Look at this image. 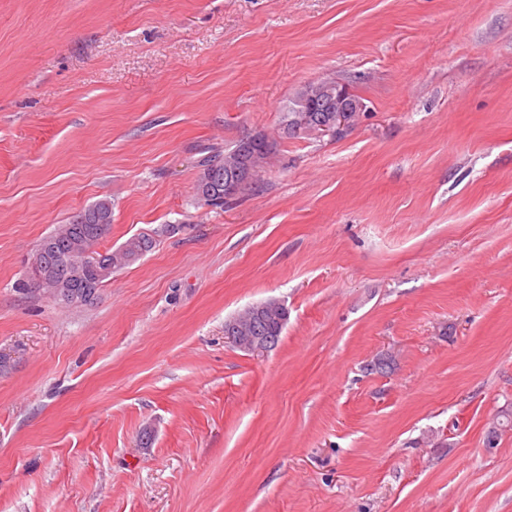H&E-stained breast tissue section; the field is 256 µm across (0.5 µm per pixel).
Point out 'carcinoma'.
I'll return each instance as SVG.
<instances>
[{
  "label": "carcinoma",
  "mask_w": 512,
  "mask_h": 512,
  "mask_svg": "<svg viewBox=\"0 0 512 512\" xmlns=\"http://www.w3.org/2000/svg\"><path fill=\"white\" fill-rule=\"evenodd\" d=\"M336 107V98L317 94L316 83L311 82L299 91L292 107L285 113L283 133L293 136L300 133L323 131V126L330 124ZM256 144L252 138L239 140L232 148L203 158L199 162L200 176H210L209 191L199 196L205 204L215 207L224 205V185L231 179L230 171L240 162L254 153ZM112 211L100 199L96 203L73 215L70 221L49 236L42 239V251H34L30 262V280L26 287H35L34 281L41 274H46L69 291L75 303L83 304L87 299L86 285H94V292L112 278L115 268L112 260L115 253L96 250L98 243L109 233L112 222H98L97 212L102 209ZM155 239L149 234H139L128 238L122 245L129 256L127 264H132L152 251ZM88 252L96 257L95 265L88 267L78 276H72V267L64 260L72 254ZM288 321V309L274 301L268 300L248 307L244 312L229 319L224 327L233 328L236 336H253L264 341L272 348L278 344L282 331Z\"/></svg>",
  "instance_id": "obj_1"
}]
</instances>
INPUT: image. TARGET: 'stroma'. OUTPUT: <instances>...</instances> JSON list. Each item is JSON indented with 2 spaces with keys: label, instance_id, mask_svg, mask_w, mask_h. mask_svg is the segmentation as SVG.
I'll return each mask as SVG.
<instances>
[{
  "label": "stroma",
  "instance_id": "stroma-1",
  "mask_svg": "<svg viewBox=\"0 0 512 512\" xmlns=\"http://www.w3.org/2000/svg\"><path fill=\"white\" fill-rule=\"evenodd\" d=\"M321 78L357 124L285 136ZM258 134L256 188L198 200ZM102 198L100 250L155 248L27 289ZM0 353V512H512V0H0ZM255 136L243 138L239 140L231 149H224V153H217L203 158L199 162L201 167L200 175L197 181L204 178L206 171L210 176L209 191L206 195H199L197 197L205 204L215 207L224 206L227 201L224 197V185L228 180L233 178L230 171L240 162L241 158L250 157L256 149L252 138ZM196 181V182H197ZM108 207L105 208V203ZM110 212V220L105 224L98 222L97 212L102 209ZM112 226V203L108 199H100L96 203L82 209L73 215L68 224L56 232L42 239L40 244L44 248L39 252L38 248L34 251L30 262V280L27 282V288L36 289L34 284L40 274H47L53 280L69 291L75 302L71 304H86L89 299L92 302L98 295L103 285L112 278V273L117 269L113 268L116 251L99 252L95 248L98 243L107 236ZM88 252L96 257L95 265L87 267L94 262L82 258L74 262L75 268H85L78 276L72 277V267L64 264V260L72 254ZM88 283L96 288H85ZM94 291V295L90 293ZM87 294V296H85ZM155 243L154 237L149 234H139L128 238L118 249H124L130 257L123 265H130L141 259L148 252L152 251ZM288 321V309L274 300H268L248 307L241 314L224 323V329L232 325L235 336H226L231 343L239 341L238 336H250L266 341L268 348L278 344Z\"/></svg>",
  "mask_w": 512,
  "mask_h": 512
}]
</instances>
